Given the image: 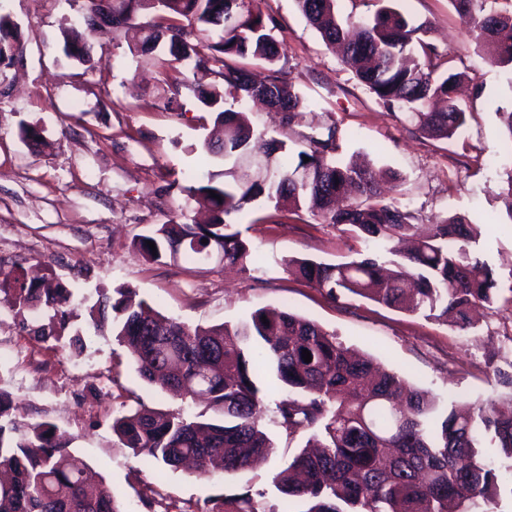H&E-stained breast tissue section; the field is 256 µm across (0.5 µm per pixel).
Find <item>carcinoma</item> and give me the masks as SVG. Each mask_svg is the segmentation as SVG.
Returning <instances> with one entry per match:
<instances>
[{
  "mask_svg": "<svg viewBox=\"0 0 512 512\" xmlns=\"http://www.w3.org/2000/svg\"><path fill=\"white\" fill-rule=\"evenodd\" d=\"M104 2L112 8L114 27L127 24L133 4L162 12V22L142 29L135 46L153 51L166 43V63L175 71L187 66L197 76L221 69L239 106L224 108V91L216 86L195 87L223 132L217 143L206 144L208 152L224 159L223 180L210 173L206 182L188 188L214 213L213 223L162 224L139 241L143 258L160 260L179 239L192 258L215 251L224 263L247 270L258 258L224 217L255 202L286 199L296 208L314 202L327 223L375 242L376 248L338 264L290 258L284 261L287 273L333 299L354 295L444 320L452 311L462 329L471 326L473 308H494L502 288L471 249L478 225L455 216L416 233L413 214L386 198L384 174L334 157L337 128L307 137L295 160L287 157L286 144L274 139L265 151L271 161L261 171L250 177L239 172L238 162L250 154L255 134L244 104L262 99L288 120L303 107L278 76L256 83L241 70L226 69V56L273 66L284 55L275 26L250 0H88L83 20ZM380 2L352 37L336 0H296L324 43L343 46L344 63L388 109L407 113L425 136L453 139L466 123L465 109L454 96L462 73L450 68L437 73L427 25L409 21L393 0ZM449 2L489 61L512 66V12L488 10V0ZM15 29L10 17L0 14V57L19 49ZM65 51L80 61L90 58V48L72 36L66 37ZM497 114L512 155V106L498 108ZM212 190L220 199L210 196ZM4 283L20 305L53 312L31 328L34 338L60 342L72 292L60 284L42 288L22 274ZM133 294L117 288L113 296L102 295L95 329L112 328L146 383L186 402L205 400L220 413L214 422L183 409L143 408L115 416L113 432L146 464L177 469L190 459L205 474L219 460L231 474L267 458L274 450L261 424L267 373L281 388L274 423L290 436L310 432L316 441L314 450H302L274 475L282 508L266 509L246 492L224 497L208 512H450V502L457 512H473L498 488L497 469L479 451L482 436L497 449L501 467L512 473V409L500 410L497 399L439 403L399 374L352 353L336 333L287 310L260 309L233 326L192 329L143 301L132 303ZM304 349L310 351L309 363L302 359ZM12 410L11 398L0 391V419L9 418L8 425L0 423V471L9 474L0 479V512H123L106 482H91L74 466L52 424L19 420Z\"/></svg>",
  "mask_w": 512,
  "mask_h": 512,
  "instance_id": "carcinoma-1",
  "label": "carcinoma"
}]
</instances>
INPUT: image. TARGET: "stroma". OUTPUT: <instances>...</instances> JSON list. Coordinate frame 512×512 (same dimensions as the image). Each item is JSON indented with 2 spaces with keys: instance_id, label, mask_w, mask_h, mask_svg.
Segmentation results:
<instances>
[{
  "instance_id": "stroma-1",
  "label": "stroma",
  "mask_w": 512,
  "mask_h": 512,
  "mask_svg": "<svg viewBox=\"0 0 512 512\" xmlns=\"http://www.w3.org/2000/svg\"><path fill=\"white\" fill-rule=\"evenodd\" d=\"M255 6L275 23L284 54L272 68L232 56L226 64L257 79L280 72L305 101L289 124L280 113L252 106L255 131L287 142L294 155L308 136L335 127L338 155L398 173L390 195L418 226L451 216L479 225L473 250L501 287L512 286V214L502 199L512 157L496 114L512 103V69L487 60L449 0H398L396 7L414 23H427L441 58L468 76L467 122L450 141L424 137L404 113L385 108L308 25L295 0H256ZM86 8L87 0H0L21 43L0 58V98L7 102L0 110V274L25 269L66 285L74 316L65 334L83 341L78 353L67 340L33 339L26 328L31 309L0 294V390L11 397L17 418L55 424L70 452L111 486L124 512H205L212 500L245 491L279 504L272 477L304 438L275 424L278 392L269 393L262 421L275 454L235 474L150 468L113 434L112 419L122 412L199 411L146 384L111 330H94L91 307L100 292L118 288L134 289L193 328L233 325L262 308L289 310L443 403L503 393L497 373L512 370V304L477 311L475 329L465 333L358 296L331 299L287 274L283 260L337 263L367 245L315 209L259 204L227 216L260 257L246 271L215 257L145 261L136 245L159 225L213 219L187 188L192 176L223 169L204 148L215 114L192 90L171 94L175 73L164 63V48L147 55L132 49V27L153 24L155 12L135 11L128 30H91L82 24ZM71 28L90 47V61L66 54L64 33ZM24 124L40 133L42 145L22 141Z\"/></svg>"
}]
</instances>
